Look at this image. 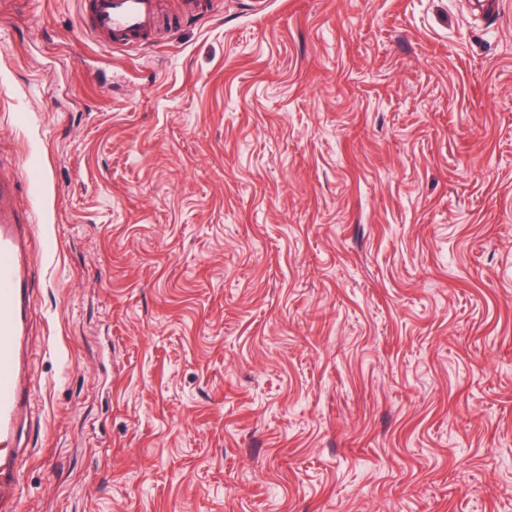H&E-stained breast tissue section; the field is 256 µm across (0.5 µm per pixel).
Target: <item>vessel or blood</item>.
Returning <instances> with one entry per match:
<instances>
[{
    "label": "vessel or blood",
    "mask_w": 512,
    "mask_h": 512,
    "mask_svg": "<svg viewBox=\"0 0 512 512\" xmlns=\"http://www.w3.org/2000/svg\"><path fill=\"white\" fill-rule=\"evenodd\" d=\"M159 0H94L91 25L109 47L142 44L154 34ZM15 186L0 177V507L21 498V441L29 389L21 382L31 313L26 242L34 229L13 208Z\"/></svg>",
    "instance_id": "b4317fda"
}]
</instances>
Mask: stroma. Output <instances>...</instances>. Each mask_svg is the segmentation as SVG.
Listing matches in <instances>:
<instances>
[{
  "label": "stroma",
  "instance_id": "obj_1",
  "mask_svg": "<svg viewBox=\"0 0 512 512\" xmlns=\"http://www.w3.org/2000/svg\"><path fill=\"white\" fill-rule=\"evenodd\" d=\"M89 2L0 0L17 512H512V0ZM158 0H94L91 25L111 48L143 44L154 34ZM15 186L0 177V506L21 498V441L29 389L21 382L24 345L31 313L27 238L35 228L13 208Z\"/></svg>",
  "mask_w": 512,
  "mask_h": 512
}]
</instances>
